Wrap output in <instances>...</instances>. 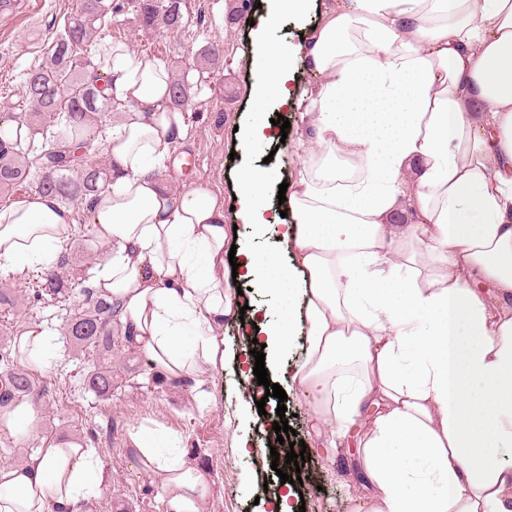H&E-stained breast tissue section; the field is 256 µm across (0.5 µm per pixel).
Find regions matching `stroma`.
I'll return each mask as SVG.
<instances>
[{"mask_svg": "<svg viewBox=\"0 0 512 512\" xmlns=\"http://www.w3.org/2000/svg\"><path fill=\"white\" fill-rule=\"evenodd\" d=\"M238 0H186L179 30H147L135 12L105 18L100 36L130 46L138 55L164 64L170 74L182 75L197 85L186 118V136L166 161L161 178L176 195L204 186L219 195L225 205V226L236 227L238 249L277 250L276 238L253 239L245 224L239 223L231 205L236 194L235 173L242 156L234 155L238 130L250 120L249 89L256 78L252 64V24L262 9L237 14ZM80 0H21L12 10L0 12V116L25 111V72L49 56V47L70 19L79 11ZM224 48V61L203 70L199 53L210 44ZM288 142L279 145L271 162L254 156V164H268L279 181L293 178L303 154L296 137L303 124L299 113H289ZM75 231L71 237L81 254L73 273L75 281L89 277L109 253L94 233L91 219L81 207H74ZM66 311L50 297L30 300L19 297L9 315H0V344L15 331L26 328L49 330L56 341L57 363L50 392L37 406V427L23 436L0 425V462L7 466L24 460L43 440L80 431L88 447L108 460V485L95 501L92 512H164L162 500L133 464L128 451L132 428L163 429L173 434L179 448L193 464L206 467L211 490L203 512H265L280 487L271 468L270 442L275 435L276 398H268L264 414L251 420L238 417L241 407L255 405L258 397L251 381L241 372L239 360L250 345L237 323L225 322L221 334L227 361L223 370L204 367L192 379L174 382L152 369L147 358L126 349L121 337L112 339V398L96 400L83 392L78 373L91 366L89 355L75 352L63 333ZM306 330L298 328L288 356L274 358L268 378L285 390V417L291 428L285 442L306 444L301 467L304 482L299 490L305 512H354L355 491L348 474L351 460L347 449L328 451L315 445L316 420L306 397L290 380L291 371L303 357ZM248 439L251 455H240L237 437Z\"/></svg>", "mask_w": 512, "mask_h": 512, "instance_id": "35a3bbf8", "label": "stroma"}]
</instances>
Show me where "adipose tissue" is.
Here are the masks:
<instances>
[{"instance_id": "ef3b65f1", "label": "adipose tissue", "mask_w": 512, "mask_h": 512, "mask_svg": "<svg viewBox=\"0 0 512 512\" xmlns=\"http://www.w3.org/2000/svg\"><path fill=\"white\" fill-rule=\"evenodd\" d=\"M306 2L267 0L252 32L235 208L281 250L238 257L285 299L274 319L252 311L256 338L284 353L306 324L292 380L316 405L324 447L356 435L359 512H512V464L495 455L512 448V0H336L302 42H282ZM299 56L315 83L297 82ZM101 72L127 113L105 141L112 182L90 202L112 252L88 286L157 372L223 369L219 331L240 318L224 284V205L159 178L185 124L170 73L123 43ZM273 108L309 129L282 228L267 216L276 175L250 161L273 138ZM74 227L51 195L0 207V269L53 264ZM162 445L129 433L165 512H202L207 471ZM106 479L93 449L46 439L21 467H0V512H88Z\"/></svg>"}]
</instances>
